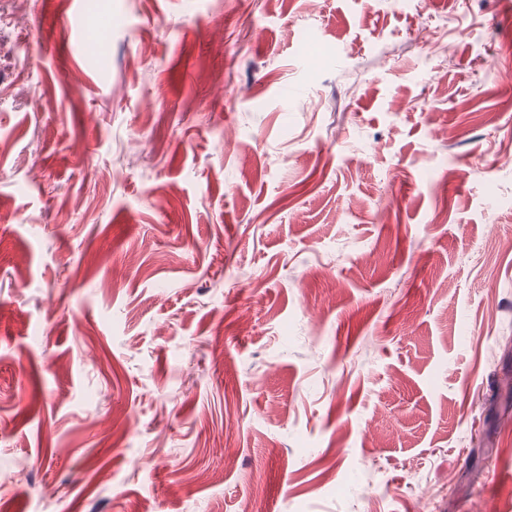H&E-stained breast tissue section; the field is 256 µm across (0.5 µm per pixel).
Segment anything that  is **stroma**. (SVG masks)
Here are the masks:
<instances>
[{
	"mask_svg": "<svg viewBox=\"0 0 512 512\" xmlns=\"http://www.w3.org/2000/svg\"><path fill=\"white\" fill-rule=\"evenodd\" d=\"M508 72L512 0H0V512H512Z\"/></svg>",
	"mask_w": 512,
	"mask_h": 512,
	"instance_id": "35a3bbf8",
	"label": "stroma"
}]
</instances>
